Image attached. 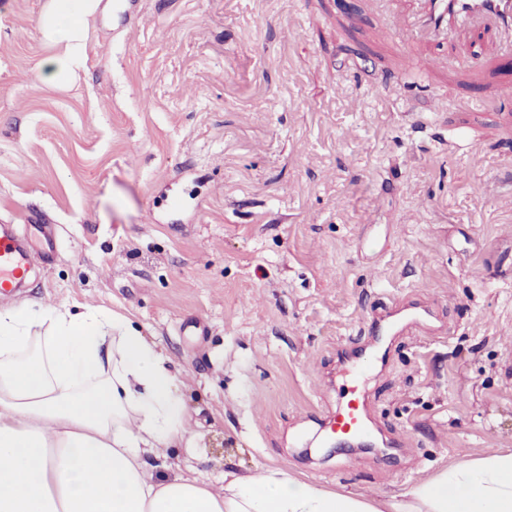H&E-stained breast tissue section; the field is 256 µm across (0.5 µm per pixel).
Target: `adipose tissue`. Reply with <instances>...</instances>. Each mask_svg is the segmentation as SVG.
Here are the masks:
<instances>
[{
    "label": "adipose tissue",
    "instance_id": "ef3b65f1",
    "mask_svg": "<svg viewBox=\"0 0 512 512\" xmlns=\"http://www.w3.org/2000/svg\"><path fill=\"white\" fill-rule=\"evenodd\" d=\"M100 0H50L45 82L84 56ZM170 358L124 317L20 304L0 310V512H382L379 503L281 469L224 475L223 490L153 464L193 441ZM392 512H512V452L462 460L392 503Z\"/></svg>",
    "mask_w": 512,
    "mask_h": 512
}]
</instances>
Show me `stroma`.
<instances>
[{"label":"stroma","mask_w":512,"mask_h":512,"mask_svg":"<svg viewBox=\"0 0 512 512\" xmlns=\"http://www.w3.org/2000/svg\"><path fill=\"white\" fill-rule=\"evenodd\" d=\"M47 2L0 0V224L56 231L0 310H107L164 351L195 439L158 477L218 490L266 467L390 501L512 451V103L403 73L374 0H138L131 23L102 0L53 86ZM501 43L474 27L431 49L500 76ZM407 301L436 330L390 337L367 387L399 447L323 448L340 350Z\"/></svg>","instance_id":"1"}]
</instances>
